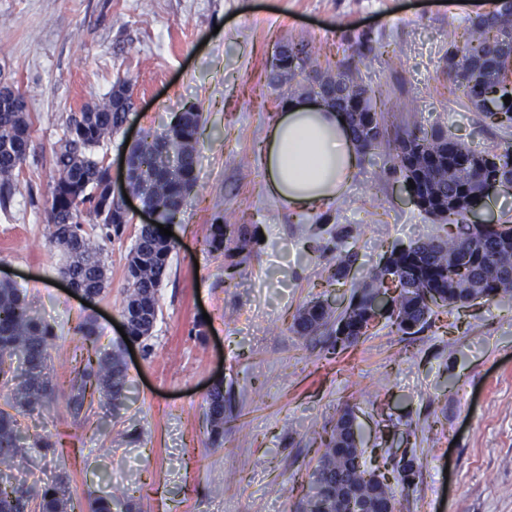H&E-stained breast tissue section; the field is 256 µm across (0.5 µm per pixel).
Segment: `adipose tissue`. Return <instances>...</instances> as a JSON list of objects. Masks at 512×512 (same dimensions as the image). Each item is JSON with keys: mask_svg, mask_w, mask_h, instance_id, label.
I'll list each match as a JSON object with an SVG mask.
<instances>
[{"mask_svg": "<svg viewBox=\"0 0 512 512\" xmlns=\"http://www.w3.org/2000/svg\"><path fill=\"white\" fill-rule=\"evenodd\" d=\"M360 161L344 114L319 99L285 102L264 140L268 188L293 209L336 200Z\"/></svg>", "mask_w": 512, "mask_h": 512, "instance_id": "adipose-tissue-1", "label": "adipose tissue"}]
</instances>
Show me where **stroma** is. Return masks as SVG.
Here are the masks:
<instances>
[{"mask_svg": "<svg viewBox=\"0 0 512 512\" xmlns=\"http://www.w3.org/2000/svg\"><path fill=\"white\" fill-rule=\"evenodd\" d=\"M487 0H0V80L23 94L32 142L22 192L0 209V281L52 326L54 399L20 415L30 439L14 482L31 490L65 478L73 500L128 492V512H294L319 457L318 436L352 407L367 467L387 451L416 456L420 473L396 487L398 512H512V298L439 314L416 336L377 324L332 355L324 335L289 330L321 297L346 300L396 245L445 236L389 172L363 158L341 198L297 213L267 190L259 143L305 74L269 85L272 50L308 44L319 65L344 39L370 33L358 81L388 122L440 127L477 151L505 139L448 76L450 41L464 43ZM122 79L136 100L128 124L100 149L121 179L127 140L167 129L185 106L202 114L195 190L171 230L178 243L147 344L126 356L131 399L72 416L67 367L82 354L77 327L94 319L99 344L122 340L132 231L107 245L108 286L89 304L62 289L47 209L54 150L68 113L101 101ZM263 232L247 263L209 253L215 218ZM356 254L346 284H329L335 254ZM203 329H196V322ZM232 390L240 418L211 446L206 397Z\"/></svg>", "mask_w": 512, "mask_h": 512, "instance_id": "stroma-1", "label": "stroma"}]
</instances>
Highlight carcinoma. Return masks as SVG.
Masks as SVG:
<instances>
[{
  "mask_svg": "<svg viewBox=\"0 0 512 512\" xmlns=\"http://www.w3.org/2000/svg\"><path fill=\"white\" fill-rule=\"evenodd\" d=\"M372 51L371 37L360 34L347 39V55L336 71L312 70L308 92L323 93L329 104L342 112L363 155L384 142L387 128L383 113L369 91L357 83V64ZM448 76L463 87L469 104L482 112L488 124L512 128V0H497L492 8L472 20L465 46L448 49ZM131 103L125 83L119 81L102 101L88 104L66 118V134L54 152L59 178L48 211L50 242L61 253L60 272L78 290L100 295L107 284L104 251L108 243L125 234L131 218L114 223L122 209L109 193V166L98 155L105 141L121 132L129 121ZM202 114L190 106L176 116L166 133L147 132L130 148L128 188L150 209L163 208L171 219L181 213L182 203L197 185V134ZM33 122L26 105L11 91L0 92V208H7L20 192L23 166ZM393 171L405 185L417 207L440 224L448 225L446 239L427 238L395 248L383 263L371 269L353 290L342 309L328 300L306 303L294 315L289 331L301 337L325 333L332 353L344 351L368 335L365 319L379 289H392L390 309L382 315L387 324L404 336L424 330L438 310L453 311L478 301L512 297V222L505 220L479 229L467 213L476 194L493 182H512V144L476 151L438 128L430 132L418 126L395 134L389 145ZM254 238L245 224L209 225L205 244L212 253L250 256ZM175 241L141 224L126 257L128 289L121 317L136 342L146 341L158 319V294L169 266ZM356 255L336 256L327 282L338 283L355 263ZM77 332L84 354L70 371L68 408L78 417L88 402L102 398L114 409L130 400L124 345L110 351L99 346L94 320L82 321ZM53 328L33 314L26 295L8 283L0 284V380L12 385L10 410L0 409V512H27L31 491L13 485L12 469L25 452L18 416L49 403L53 388L48 372V349ZM205 417L210 441L221 446L224 424L236 418L232 399L224 396L223 384L207 395ZM360 436L352 408L340 411L311 481L296 512H396L393 485H411L419 464L411 457L392 468V481L365 466ZM39 512H113V505L127 498H95L88 506L75 502L67 484L59 479L37 493Z\"/></svg>",
  "mask_w": 512,
  "mask_h": 512,
  "instance_id": "carcinoma-1",
  "label": "carcinoma"
}]
</instances>
